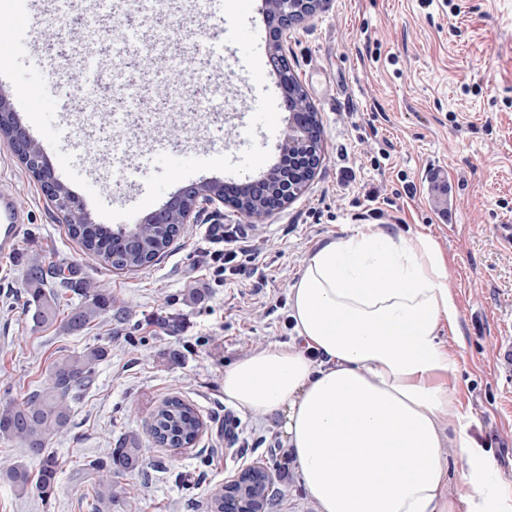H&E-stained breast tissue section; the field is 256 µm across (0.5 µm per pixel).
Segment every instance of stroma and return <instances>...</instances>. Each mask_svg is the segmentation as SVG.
<instances>
[{
  "label": "stroma",
  "mask_w": 512,
  "mask_h": 512,
  "mask_svg": "<svg viewBox=\"0 0 512 512\" xmlns=\"http://www.w3.org/2000/svg\"><path fill=\"white\" fill-rule=\"evenodd\" d=\"M187 7L166 0L158 14L151 0H129L121 27L148 73L140 104L115 124L90 122L84 146L60 143L110 208L132 200L115 169L117 146L147 176L159 170L160 148L188 159L201 142L235 161L254 142L269 150L267 166L279 161L285 124L257 129L251 141L235 138L257 85L232 61L209 80L213 112L195 116L200 68L174 64L187 42L166 36L183 26ZM113 22L98 0H36L30 37L41 51L48 32L70 39ZM282 46L318 110L322 162L314 179L259 220L206 206L138 272L84 254L0 137V192L18 199L27 224L15 253L0 256V404L43 387L61 357L93 345L109 351L71 400L70 427L48 443L61 462L54 493L21 495L0 482V512H93L84 465L129 435L140 437L146 464L120 478L111 512H209L211 494L251 466L267 467L280 492L266 512H315L276 419L228 403L224 370L267 345L296 342L289 292L307 257L366 224L430 236L446 257L458 315L440 340L457 359L453 384L472 419V443L488 454L512 512V375L497 354L512 336V0H325ZM231 227L246 272L219 277L210 254L223 250ZM38 254L51 269L73 267L77 279L108 288L111 312L79 333L57 324L32 329L24 271ZM160 316L178 317L180 330L158 327ZM171 396L193 404L203 422L191 447H161L149 434L151 412Z\"/></svg>",
  "instance_id": "stroma-1"
}]
</instances>
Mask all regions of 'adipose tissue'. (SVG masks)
Here are the masks:
<instances>
[{
  "instance_id": "ef3b65f1",
  "label": "adipose tissue",
  "mask_w": 512,
  "mask_h": 512,
  "mask_svg": "<svg viewBox=\"0 0 512 512\" xmlns=\"http://www.w3.org/2000/svg\"><path fill=\"white\" fill-rule=\"evenodd\" d=\"M298 342L224 371L235 406L274 415L316 512H502L439 334L458 315L434 240L379 224L317 246L290 289ZM466 460L452 492L448 450Z\"/></svg>"
}]
</instances>
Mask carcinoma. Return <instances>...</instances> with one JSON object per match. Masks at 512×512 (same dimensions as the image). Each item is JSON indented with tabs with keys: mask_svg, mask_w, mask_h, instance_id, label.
Returning a JSON list of instances; mask_svg holds the SVG:
<instances>
[{
	"mask_svg": "<svg viewBox=\"0 0 512 512\" xmlns=\"http://www.w3.org/2000/svg\"><path fill=\"white\" fill-rule=\"evenodd\" d=\"M182 229L181 223L165 227L142 224L131 236L120 228L109 233L100 224H67L69 234L79 242L84 253L114 270L128 272L137 271L160 258L180 236ZM24 286L36 328L58 319L60 301L67 291H79L84 296V301L65 316V328L71 333L85 330L112 307L110 292L94 282H77L66 277L61 279L59 289L46 290L47 270L37 256L25 270ZM107 356V347L102 345L67 355L54 364L44 387L33 391L20 403L0 406V439L20 442L40 461L34 480L22 464L0 472V479L7 481L17 492L25 494L34 490L45 498L53 494L61 464L55 455L46 452L49 438L69 425L68 398L91 381L97 365ZM199 429L194 406L177 396L169 397L157 406L149 423L154 443L171 448L192 445ZM144 463L145 449L137 436L120 440L110 449L106 463L90 462L86 475L98 502L95 512H103L112 505L114 479L142 469Z\"/></svg>",
	"mask_w": 512,
	"mask_h": 512,
	"instance_id": "obj_1",
	"label": "carcinoma"
}]
</instances>
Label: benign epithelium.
Here are the masks:
<instances>
[{"mask_svg": "<svg viewBox=\"0 0 512 512\" xmlns=\"http://www.w3.org/2000/svg\"><path fill=\"white\" fill-rule=\"evenodd\" d=\"M324 0H266L269 20V53L271 59L286 58L282 52L283 34L300 19L320 9ZM283 105L288 112V132L282 147L285 164H300L308 170V179H313L321 159V130L312 127L311 114L296 102L287 92H282ZM15 115L12 101L0 95V135L9 143L19 160L31 176L40 184L42 192L53 210L74 216L80 224H89L91 219L79 199L66 192L65 186L55 177L49 164L43 160L39 149L25 130L5 119ZM240 189L260 194L268 200V208L276 210L295 198L297 190L293 182L282 177L276 191L266 193L260 181L245 183L208 182L192 184L179 195L172 197L163 207L145 218L147 224H174L180 214H186L184 223L189 224L197 217L199 203L224 204L229 191ZM224 512H263V500L258 492L240 493L230 490L224 497Z\"/></svg>", "mask_w": 512, "mask_h": 512, "instance_id": "obj_1", "label": "benign epithelium"}]
</instances>
